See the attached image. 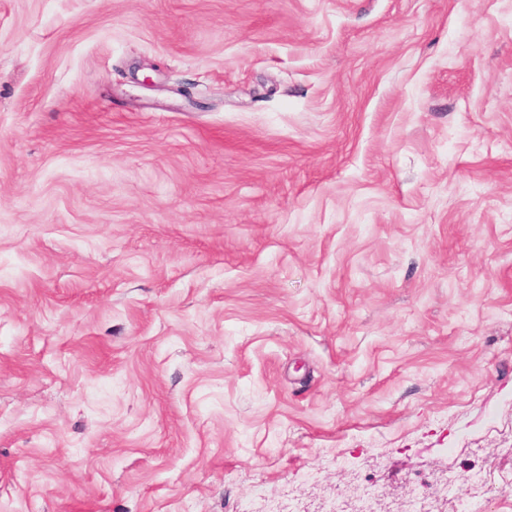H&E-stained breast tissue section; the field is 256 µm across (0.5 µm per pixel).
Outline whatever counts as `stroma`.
I'll use <instances>...</instances> for the list:
<instances>
[{
	"label": "stroma",
	"mask_w": 512,
	"mask_h": 512,
	"mask_svg": "<svg viewBox=\"0 0 512 512\" xmlns=\"http://www.w3.org/2000/svg\"><path fill=\"white\" fill-rule=\"evenodd\" d=\"M512 480V0H0V512Z\"/></svg>",
	"instance_id": "1"
}]
</instances>
